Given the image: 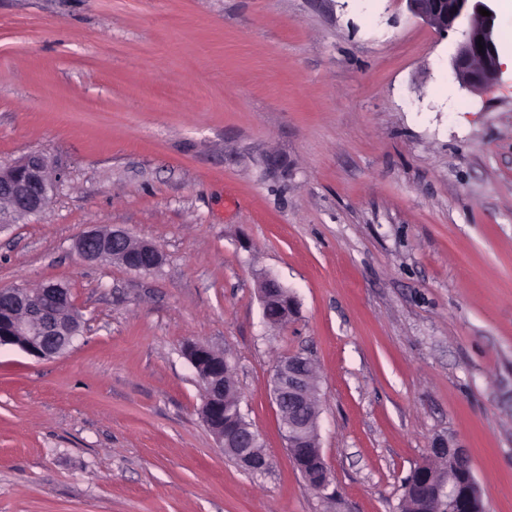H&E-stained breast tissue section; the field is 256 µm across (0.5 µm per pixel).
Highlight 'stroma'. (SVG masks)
<instances>
[{"mask_svg": "<svg viewBox=\"0 0 512 512\" xmlns=\"http://www.w3.org/2000/svg\"><path fill=\"white\" fill-rule=\"evenodd\" d=\"M460 38L406 0H0V163L65 172L0 233V288L64 283L83 325L58 358L0 348V512H398L440 439L512 512V63L461 88ZM112 225L160 269L84 262ZM189 342L228 358L264 472L217 447ZM290 353L332 506L271 399ZM259 298L266 323L280 324L290 321L298 313L299 303L275 277L262 274L258 279Z\"/></svg>", "mask_w": 512, "mask_h": 512, "instance_id": "1", "label": "stroma"}]
</instances>
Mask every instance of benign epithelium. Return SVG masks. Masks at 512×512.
<instances>
[{
  "label": "benign epithelium",
  "mask_w": 512,
  "mask_h": 512,
  "mask_svg": "<svg viewBox=\"0 0 512 512\" xmlns=\"http://www.w3.org/2000/svg\"><path fill=\"white\" fill-rule=\"evenodd\" d=\"M412 16L439 31L461 32L451 55L456 80L476 91L493 80L499 70V55L493 39L495 14L483 16L487 0H406ZM60 172L52 159L30 153L0 166V233L25 218L41 213L52 201ZM88 262L109 261L127 269L148 273L164 263L162 251L147 240H137L120 228H92L75 244ZM259 298L266 323L280 324L298 313L299 303L275 277L263 274L258 279ZM74 307L70 298L62 299L59 285L45 283L37 291L20 288L0 289V347L11 345L26 354L47 360L64 355L80 335L76 313L62 314V306ZM184 355L205 386L201 416L215 437L218 447L233 457L239 468L262 472L269 466L259 436L244 416H239L231 431L224 430V392L230 390L226 378L228 360L209 346L191 342ZM311 361L300 353L284 357L271 377V396L280 414L287 447L299 449V469L305 478H316L315 493L328 502L333 479L326 468L319 443L320 384L308 370ZM446 461L448 480L437 478L430 465L433 459ZM426 490L436 512H484L480 487L470 469L465 450L439 442L431 448L429 460L413 469Z\"/></svg>",
  "instance_id": "7a95c632"
}]
</instances>
